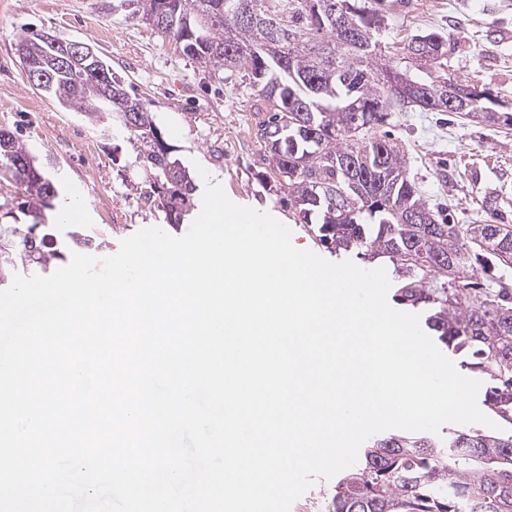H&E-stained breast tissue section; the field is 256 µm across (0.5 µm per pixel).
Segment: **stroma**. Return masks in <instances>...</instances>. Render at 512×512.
Returning a JSON list of instances; mask_svg holds the SVG:
<instances>
[{
  "label": "stroma",
  "instance_id": "stroma-1",
  "mask_svg": "<svg viewBox=\"0 0 512 512\" xmlns=\"http://www.w3.org/2000/svg\"><path fill=\"white\" fill-rule=\"evenodd\" d=\"M380 39L397 54L406 36L453 33L448 70L491 92L495 109L512 114V0H387ZM52 30L91 45L112 72L131 84L186 171L203 165L236 204L286 224L292 242L326 260L382 267L356 251L324 248L311 225L280 199L258 136L260 96L242 75L202 68L164 34L118 0H0V129L10 131L46 167L67 196L84 203L81 221L65 224L67 251L105 257L122 239L163 225L148 195L154 181L138 159L141 142L109 108L96 118L61 106L28 83L14 53L19 36ZM390 128L411 177L429 204L447 208L458 224L512 225V126L463 119L452 112H393Z\"/></svg>",
  "mask_w": 512,
  "mask_h": 512
}]
</instances>
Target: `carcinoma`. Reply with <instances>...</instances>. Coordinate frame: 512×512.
Here are the masks:
<instances>
[{
	"mask_svg": "<svg viewBox=\"0 0 512 512\" xmlns=\"http://www.w3.org/2000/svg\"><path fill=\"white\" fill-rule=\"evenodd\" d=\"M134 14L174 40L183 52L214 72H244L259 88L266 119L261 139H270L273 174L285 175L288 201L304 224L316 222L317 237L328 249H356L365 260L392 263L395 299L430 315L428 327L449 351L466 353L461 366L485 385L484 404L512 425V270L511 224H451L429 206L408 162L389 131V111L416 107L446 112L444 88H467L448 74L449 36L419 32L406 39L405 59L428 58V79L384 60L378 35L386 23L380 0H349L343 24L358 37L353 46L336 41V0H134ZM33 54L52 48L37 33L19 38ZM404 81L429 89L406 98ZM48 94L64 107L94 112L107 105L100 84H76L57 75ZM138 111L125 112L126 104ZM112 107L124 114L125 128L142 141L144 167L160 180L166 223L180 224L191 210L194 185L186 170L173 164L143 134L156 127L151 112L112 79ZM355 158L365 169L399 170L397 188L366 201L348 173L329 160ZM33 161L8 131L0 130V172L10 174L28 200L8 210L1 224L13 249L0 251V282L15 273L13 255L32 262L56 252L37 231L53 224L58 188L43 171L22 177L8 159ZM344 191L341 210L331 209L330 191ZM494 258L502 273L490 284L474 280V264ZM364 466L345 473L327 512H512V435L453 430L448 438L406 432L373 438Z\"/></svg>",
	"mask_w": 512,
	"mask_h": 512,
	"instance_id": "obj_1",
	"label": "carcinoma"
}]
</instances>
